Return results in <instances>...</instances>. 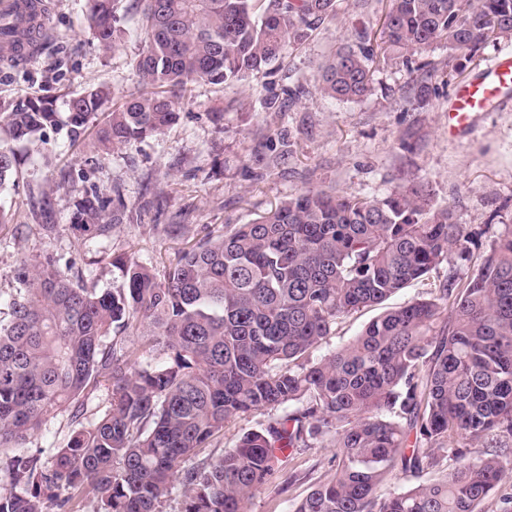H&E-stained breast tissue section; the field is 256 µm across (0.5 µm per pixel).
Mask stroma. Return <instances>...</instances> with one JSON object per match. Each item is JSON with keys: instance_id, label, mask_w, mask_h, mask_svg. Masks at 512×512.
<instances>
[{"instance_id": "obj_1", "label": "stroma", "mask_w": 512, "mask_h": 512, "mask_svg": "<svg viewBox=\"0 0 512 512\" xmlns=\"http://www.w3.org/2000/svg\"><path fill=\"white\" fill-rule=\"evenodd\" d=\"M48 32L36 55L17 67L0 61V100L32 96L66 100L85 89L110 86L113 101L136 90L133 63L142 44L129 28L114 51L99 48L87 21L86 0H50ZM356 12L354 0H337L338 16L302 47L285 46V61L274 75L228 85L194 82L179 120L162 133L128 149L99 147L94 129L71 138L66 129L46 142H19L24 162L14 184L0 190L18 234H0V299L9 300L12 271L20 258L45 251L75 260L84 280L99 289L115 284L118 273L97 251L127 252L163 268L183 246L209 230L251 222L298 192L312 189L381 199L411 181L427 184L435 205L450 207L458 223L479 231L469 259L451 254L439 275L457 269L470 276L494 240L512 229V90L490 112L479 113L473 128L449 130L448 111L457 85L481 80L493 58L512 53V37L488 45L459 72H449L428 107L405 108L411 78L401 61L379 63L364 98L339 101L322 93L323 67L342 45L353 43L356 28L381 30L387 10ZM290 101L289 110L270 113V97ZM224 111V130L208 118ZM122 183L130 220L94 245L70 226L75 197L93 186ZM45 194L54 235H45L32 213V197ZM168 224H185L188 237L173 236ZM380 313L364 309L339 319L327 340L313 350L322 357L343 347ZM332 449L313 448L285 458L249 504L250 512H292L320 481L333 473Z\"/></svg>"}]
</instances>
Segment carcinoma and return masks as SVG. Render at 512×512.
<instances>
[{
	"label": "carcinoma",
	"mask_w": 512,
	"mask_h": 512,
	"mask_svg": "<svg viewBox=\"0 0 512 512\" xmlns=\"http://www.w3.org/2000/svg\"><path fill=\"white\" fill-rule=\"evenodd\" d=\"M88 27L104 50L133 21L141 89L106 113V150L143 142L179 119L190 83L221 84L272 74L285 44L301 46L337 14V0H88ZM512 36V0H389L381 42L367 29L321 73L338 100L371 91V64L399 59L414 76L411 106L436 94L421 55L442 42L475 58ZM26 37L0 22V45ZM110 92L68 100L78 137ZM52 100L0 101V188L15 181L14 142L46 140ZM127 214L123 188L92 187L70 224L108 238ZM479 233L433 204L424 184L382 199L305 190L248 224L224 226L178 252L162 272L130 254L110 256L120 283L89 287L75 263L51 253L23 258L9 318H0V512H248L285 455L332 444L335 472L293 512H482L512 486V231L467 279L450 270L431 297L384 310L349 344L320 359L310 350L336 321L383 304L456 249L470 255ZM450 310L439 329L440 305ZM160 348L139 361L125 337ZM105 388L108 409L84 420L82 398ZM291 411L239 438L214 460L198 449L231 420ZM76 423L66 443L27 450L47 418ZM430 448L406 447L409 436ZM486 440L468 458L462 441ZM451 460L437 479L381 492L390 475L420 474Z\"/></svg>",
	"instance_id": "obj_1"
}]
</instances>
